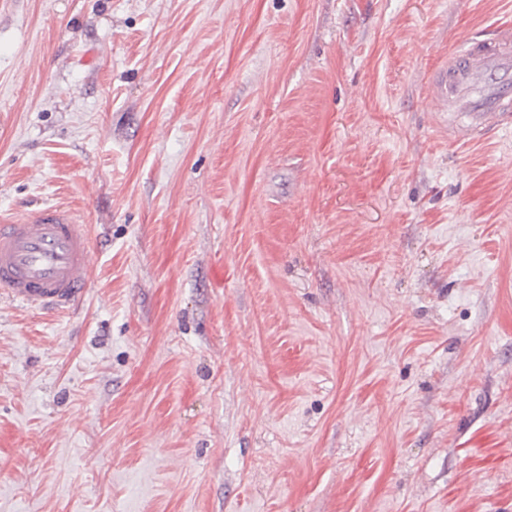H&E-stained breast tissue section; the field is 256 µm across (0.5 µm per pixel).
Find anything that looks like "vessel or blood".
<instances>
[{
  "label": "vessel or blood",
  "mask_w": 512,
  "mask_h": 512,
  "mask_svg": "<svg viewBox=\"0 0 512 512\" xmlns=\"http://www.w3.org/2000/svg\"><path fill=\"white\" fill-rule=\"evenodd\" d=\"M432 95L468 114L471 137L512 122V27L464 37L435 71ZM93 249L87 226L46 205L0 221V295L41 311H66L87 293Z\"/></svg>",
  "instance_id": "obj_1"
}]
</instances>
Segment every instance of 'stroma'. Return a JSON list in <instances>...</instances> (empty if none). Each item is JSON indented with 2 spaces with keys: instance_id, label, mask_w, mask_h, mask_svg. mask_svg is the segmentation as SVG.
<instances>
[{
  "instance_id": "1",
  "label": "stroma",
  "mask_w": 512,
  "mask_h": 512,
  "mask_svg": "<svg viewBox=\"0 0 512 512\" xmlns=\"http://www.w3.org/2000/svg\"><path fill=\"white\" fill-rule=\"evenodd\" d=\"M512 0H0V512H512V131L431 109ZM93 249L87 225L56 205L1 220L0 295L41 311H66L87 293Z\"/></svg>"
}]
</instances>
